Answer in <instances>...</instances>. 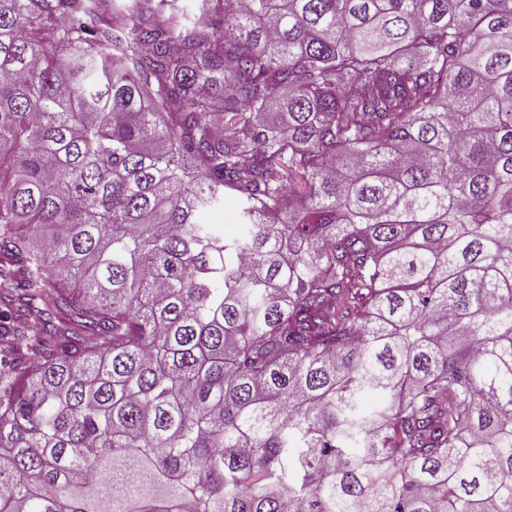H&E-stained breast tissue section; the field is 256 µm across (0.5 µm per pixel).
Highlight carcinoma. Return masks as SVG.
I'll list each match as a JSON object with an SVG mask.
<instances>
[{
    "mask_svg": "<svg viewBox=\"0 0 512 512\" xmlns=\"http://www.w3.org/2000/svg\"><path fill=\"white\" fill-rule=\"evenodd\" d=\"M196 12L0 0V512H512V0ZM239 205L234 199H226L224 202V211L214 217L213 221L218 224H224V235L234 236L240 231L238 224Z\"/></svg>",
    "mask_w": 512,
    "mask_h": 512,
    "instance_id": "1",
    "label": "carcinoma"
}]
</instances>
